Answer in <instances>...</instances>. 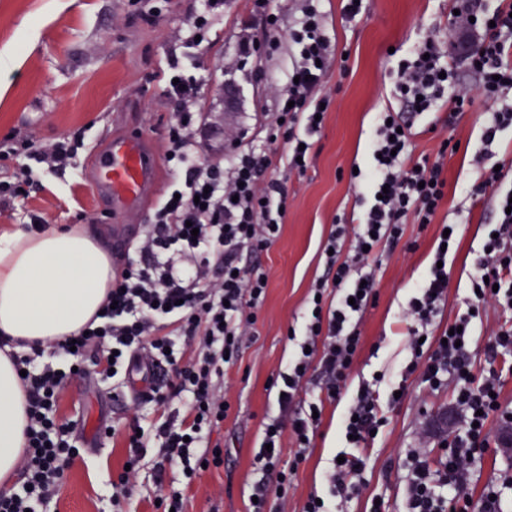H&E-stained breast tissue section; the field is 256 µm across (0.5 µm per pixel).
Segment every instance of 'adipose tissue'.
I'll list each match as a JSON object with an SVG mask.
<instances>
[{"instance_id":"ef3b65f1","label":"adipose tissue","mask_w":512,"mask_h":512,"mask_svg":"<svg viewBox=\"0 0 512 512\" xmlns=\"http://www.w3.org/2000/svg\"><path fill=\"white\" fill-rule=\"evenodd\" d=\"M114 260L89 225L0 227V486H11L24 449L25 394L11 359L23 342L63 339L98 312Z\"/></svg>"}]
</instances>
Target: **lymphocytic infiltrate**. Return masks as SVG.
<instances>
[{
    "label": "lymphocytic infiltrate",
    "mask_w": 512,
    "mask_h": 512,
    "mask_svg": "<svg viewBox=\"0 0 512 512\" xmlns=\"http://www.w3.org/2000/svg\"><path fill=\"white\" fill-rule=\"evenodd\" d=\"M303 2L288 33L297 55L263 129L264 146L233 152L224 162L201 158L204 132L196 110L201 86L191 76L169 85L177 110L165 158L185 179L174 183L155 208L96 320L75 339L51 341L16 358L25 372L26 448L21 485L0 492V512H44L57 496L66 470L86 445L79 420L58 414L61 388L79 377L120 380L111 398L131 417L125 438L130 469L112 485L113 504L127 496L147 454L155 455L157 473L174 468L189 482L203 468L223 466L224 448L213 435L231 410L224 369L235 364L245 339L256 334L268 273L254 255L277 239L286 219V191L271 173L282 166L305 172L301 160L324 127L321 108L333 103L325 90L333 57L324 15L319 0ZM462 67L474 74V84L460 83ZM391 94L403 108L377 116L366 166L357 174L363 185L359 223L337 225L330 233L327 278L311 288L302 338L272 381L278 411L264 423L263 446L253 459L249 512H272L274 488L288 486V472L280 466L284 436L297 440L294 459L299 462L316 433L319 421L301 399L310 372L323 377L328 399L340 396L346 385L361 344V317L376 298L373 282L362 273L371 253L398 244L406 225L434 222L448 195L443 162L414 154L415 116L444 108L453 118L475 101L490 100L495 108L482 131L483 143L493 145L500 132L512 128V0L493 6L488 0H460L447 26L425 30L398 61ZM280 138L287 153L267 151V144ZM77 149L67 137L49 144L25 134L1 138L0 164L9 176L0 181V199L25 198L38 182L35 165L55 172L75 168ZM500 180V173L492 171L473 188L477 195L493 189L496 222L483 241L468 311L454 321L458 333L436 323L448 288L443 263L457 244V231L448 234L445 250H434L435 266L405 309L411 358L404 380L416 375L434 390L453 386V408L464 422L462 435L436 463H429L424 449L408 450L406 512H502L503 492L512 489V470L477 500L466 483L474 457L489 447L490 422L512 429V410L494 399L500 383L493 369L499 355L512 352V327L494 333L484 363H477L470 350L474 313L512 307V213L507 210L512 190H498ZM145 368L159 370L160 381L127 394L126 384ZM404 380L384 395L367 383L359 387L343 417L344 461L327 474L331 498L359 493L367 445L385 425L387 409L398 405ZM173 398L184 403L186 417L141 426L144 404Z\"/></svg>",
    "instance_id": "f902f5d3"
}]
</instances>
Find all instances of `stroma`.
I'll list each match as a JSON object with an SVG mask.
<instances>
[{"label":"stroma","mask_w":512,"mask_h":512,"mask_svg":"<svg viewBox=\"0 0 512 512\" xmlns=\"http://www.w3.org/2000/svg\"><path fill=\"white\" fill-rule=\"evenodd\" d=\"M452 3L366 0L365 13L349 21L342 14V0H322L337 51L328 83L334 102L305 173L283 167L276 172L286 189L288 214L277 241L256 255L269 272L258 334L226 369L233 410L220 432L224 466L201 473L187 486L179 471L159 478L144 466L123 504L125 512H157L159 491L173 487L183 493L185 512H210L218 493L223 496L221 512H247L253 457L267 416L277 411L269 381L294 353L289 332L301 330L309 290L326 275L324 242L357 207L358 189L349 173L353 165L364 163L377 114L388 104L389 71L397 55L416 45L421 30L447 20ZM199 6V0H0V56L15 58L14 67L0 74V138L17 131L41 141L65 135L84 141L76 169L62 175L40 171V189L27 200L0 206V225H24L34 214L58 226L80 218L108 230L116 224H149L154 199H145L140 210L113 213L108 202L95 199L88 169L112 138L144 130L149 151L159 159L158 192L181 179V172L163 158L169 115L176 109L165 93L173 72L202 84L198 109L211 120L207 158L259 144L266 114L273 109L272 91L283 86L295 48L284 41L271 55L241 52L244 35L258 41L264 35L262 20L250 14L249 0H224V16L210 28L207 44L190 45L186 23ZM446 117L439 111L418 119L415 153L433 161L441 140L456 144L446 161L448 201L435 223L407 225L396 246L370 259L377 296L363 315L362 348L346 387L338 400L325 403L303 463L293 462L294 438L283 443V466L297 468L288 487V512H299L310 494H325L328 460L345 446L342 418L359 385L378 375L387 384L399 380L410 357L403 310L429 270L442 222L460 226L459 248L448 255L443 317L450 320L466 310L484 227L494 221L488 200L472 196L471 189L494 165L505 174L503 188L512 187V130L488 149L481 139L488 117L484 104L459 115L454 125H447ZM111 390L108 383L74 381L61 393L62 416L89 417L85 436H92L102 422L113 426L115 435L74 462L53 512H113L112 481L125 461L127 420L112 402ZM452 413L450 390L434 391L410 378L402 403L388 412L386 426L371 443L361 493L341 503L339 512H369L375 497L382 512H405L406 451L424 446L428 436L433 441L429 456L438 458L436 440L452 439L461 430ZM501 438L500 430H492L494 448L477 463L469 485L472 498H480L487 485L512 468V448H495Z\"/></svg>","instance_id":"35a3bbf8"}]
</instances>
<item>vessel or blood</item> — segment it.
Segmentation results:
<instances>
[{
    "mask_svg": "<svg viewBox=\"0 0 512 512\" xmlns=\"http://www.w3.org/2000/svg\"><path fill=\"white\" fill-rule=\"evenodd\" d=\"M145 137H116L92 165L90 182L97 200L117 211L137 207L154 181L156 159Z\"/></svg>",
    "mask_w": 512,
    "mask_h": 512,
    "instance_id": "b4317fda",
    "label": "vessel or blood"
}]
</instances>
